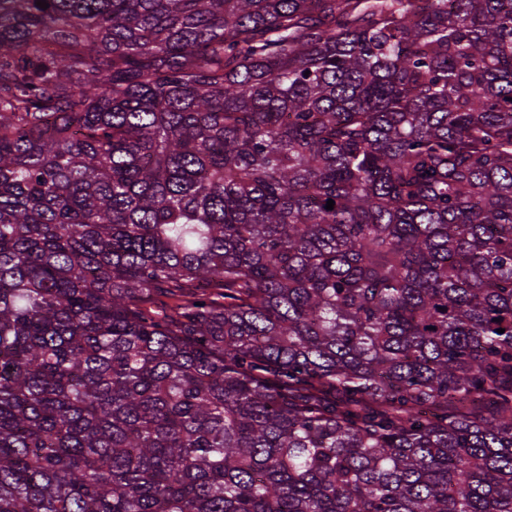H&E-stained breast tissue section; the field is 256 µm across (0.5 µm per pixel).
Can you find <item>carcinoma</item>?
Here are the masks:
<instances>
[{"label":"carcinoma","mask_w":512,"mask_h":512,"mask_svg":"<svg viewBox=\"0 0 512 512\" xmlns=\"http://www.w3.org/2000/svg\"><path fill=\"white\" fill-rule=\"evenodd\" d=\"M46 3L0 512H512V0Z\"/></svg>","instance_id":"obj_1"}]
</instances>
